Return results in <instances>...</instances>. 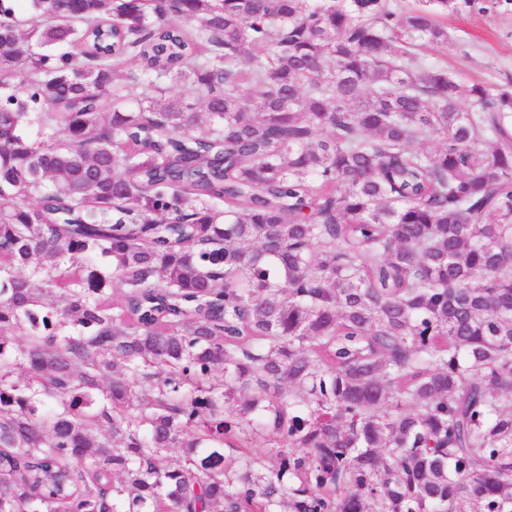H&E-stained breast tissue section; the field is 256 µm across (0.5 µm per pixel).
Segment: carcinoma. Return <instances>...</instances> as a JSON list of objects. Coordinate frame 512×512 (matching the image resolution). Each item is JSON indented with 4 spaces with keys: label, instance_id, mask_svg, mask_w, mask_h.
I'll list each match as a JSON object with an SVG mask.
<instances>
[{
    "label": "carcinoma",
    "instance_id": "cac0c4a2",
    "mask_svg": "<svg viewBox=\"0 0 512 512\" xmlns=\"http://www.w3.org/2000/svg\"><path fill=\"white\" fill-rule=\"evenodd\" d=\"M504 2L0 0V512H512ZM445 22L448 43L420 51L425 61L447 67L463 82L512 85V5L490 12L463 9Z\"/></svg>",
    "mask_w": 512,
    "mask_h": 512
}]
</instances>
